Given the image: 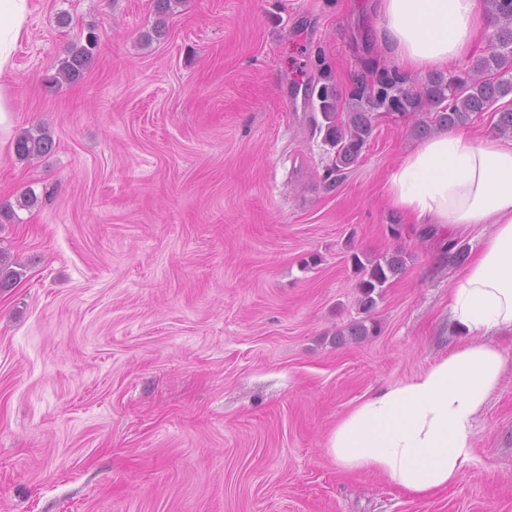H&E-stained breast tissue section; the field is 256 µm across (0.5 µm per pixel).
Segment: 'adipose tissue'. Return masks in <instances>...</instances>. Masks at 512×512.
Wrapping results in <instances>:
<instances>
[{"label": "adipose tissue", "instance_id": "obj_1", "mask_svg": "<svg viewBox=\"0 0 512 512\" xmlns=\"http://www.w3.org/2000/svg\"><path fill=\"white\" fill-rule=\"evenodd\" d=\"M31 13L32 0H0V80L14 68ZM375 14L377 40L414 74L467 59L488 20L478 0H377ZM383 192L422 227H489L450 290L465 343L365 396L326 442L339 467L379 474L422 499L460 479L473 455L474 421L504 372L496 339L512 334V140L437 134L403 154Z\"/></svg>", "mask_w": 512, "mask_h": 512}]
</instances>
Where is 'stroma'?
<instances>
[{"mask_svg": "<svg viewBox=\"0 0 512 512\" xmlns=\"http://www.w3.org/2000/svg\"><path fill=\"white\" fill-rule=\"evenodd\" d=\"M32 2L0 126V205L39 198L0 223L23 266L0 291V512H512L511 337L457 484L414 498L325 449L365 395L462 340L444 235L382 198L422 143L412 121L376 110L334 181L305 105L427 81L375 41L367 0ZM91 27L83 80L51 87ZM41 128L52 152L18 159ZM398 247L379 335L336 344L362 317L352 253Z\"/></svg>", "mask_w": 512, "mask_h": 512, "instance_id": "1", "label": "stroma"}]
</instances>
